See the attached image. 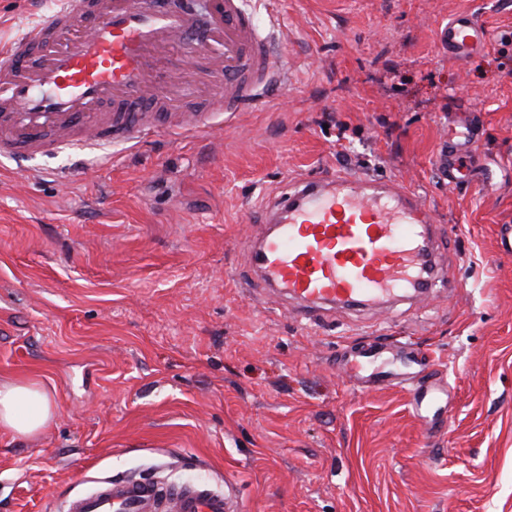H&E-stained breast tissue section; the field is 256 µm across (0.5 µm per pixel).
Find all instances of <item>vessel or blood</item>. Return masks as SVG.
I'll return each instance as SVG.
<instances>
[{
  "instance_id": "b4317fda",
  "label": "vessel or blood",
  "mask_w": 512,
  "mask_h": 512,
  "mask_svg": "<svg viewBox=\"0 0 512 512\" xmlns=\"http://www.w3.org/2000/svg\"><path fill=\"white\" fill-rule=\"evenodd\" d=\"M471 14L439 33L450 58L464 61L489 42ZM192 55V78L208 79L221 111L255 105L276 84L273 38L260 34L246 0H209L206 11L168 0H59L57 10L0 46V155L17 160L87 140L131 142L147 131L142 104L169 106L161 79L166 52ZM473 118L449 129L434 165L455 181L459 158L478 168ZM267 224L248 241V260L262 288L285 296L302 319L332 308L383 310L446 286L440 235L420 197L399 181L339 173L294 182ZM377 348L371 386L402 379ZM65 512H241L233 497L204 484L156 478L99 481L66 498Z\"/></svg>"
}]
</instances>
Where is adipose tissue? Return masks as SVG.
<instances>
[{"label": "adipose tissue", "instance_id": "obj_1", "mask_svg": "<svg viewBox=\"0 0 512 512\" xmlns=\"http://www.w3.org/2000/svg\"><path fill=\"white\" fill-rule=\"evenodd\" d=\"M56 411L51 394L36 377L0 380V430L34 437L51 423Z\"/></svg>", "mask_w": 512, "mask_h": 512}]
</instances>
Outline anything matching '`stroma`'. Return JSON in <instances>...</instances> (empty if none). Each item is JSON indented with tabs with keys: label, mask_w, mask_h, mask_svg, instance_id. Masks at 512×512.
Here are the masks:
<instances>
[{
	"label": "stroma",
	"mask_w": 512,
	"mask_h": 512,
	"mask_svg": "<svg viewBox=\"0 0 512 512\" xmlns=\"http://www.w3.org/2000/svg\"><path fill=\"white\" fill-rule=\"evenodd\" d=\"M56 7L0 0V43ZM250 7L288 72L257 108L20 166L0 155V379L38 375L58 407L38 437L0 432V512H60L125 476L205 483L243 512H512V0ZM461 12L490 42L457 62L439 30ZM464 109L482 171L454 185L434 156ZM342 172L414 189L452 290L311 322L246 287L266 203ZM392 341L435 361L442 427L343 367Z\"/></svg>",
	"instance_id": "1"
}]
</instances>
